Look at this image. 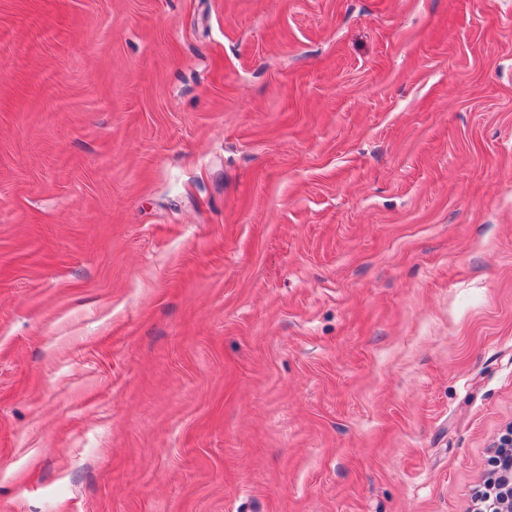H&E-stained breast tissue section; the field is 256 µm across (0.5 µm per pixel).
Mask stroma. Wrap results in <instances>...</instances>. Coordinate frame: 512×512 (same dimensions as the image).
I'll list each match as a JSON object with an SVG mask.
<instances>
[{"label":"stroma","mask_w":512,"mask_h":512,"mask_svg":"<svg viewBox=\"0 0 512 512\" xmlns=\"http://www.w3.org/2000/svg\"><path fill=\"white\" fill-rule=\"evenodd\" d=\"M512 432V0H0V512H476Z\"/></svg>","instance_id":"obj_1"}]
</instances>
